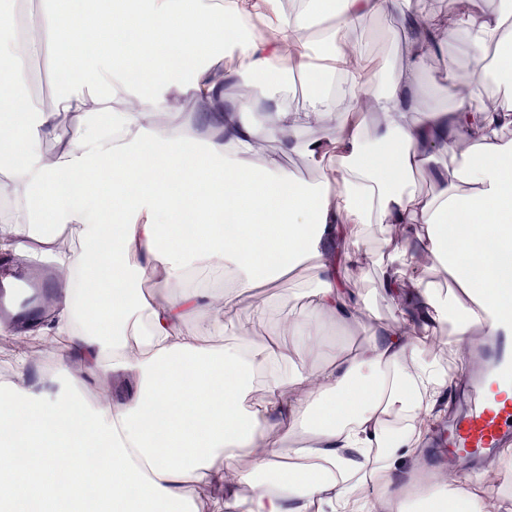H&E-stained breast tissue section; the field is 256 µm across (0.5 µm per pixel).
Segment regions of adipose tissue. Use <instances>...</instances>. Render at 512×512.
<instances>
[{
	"label": "adipose tissue",
	"instance_id": "1",
	"mask_svg": "<svg viewBox=\"0 0 512 512\" xmlns=\"http://www.w3.org/2000/svg\"><path fill=\"white\" fill-rule=\"evenodd\" d=\"M25 2L0 0V250L51 260L68 286L44 326L0 324L1 338L49 340L59 374L54 389L31 386L22 352L15 382L0 386V512H197L196 483L219 492L221 512H485L479 473L461 490L441 471L421 493L394 487L448 389L436 337L460 348L480 298L512 314V0H461L450 29L478 73L449 70L452 108L426 119L414 89L437 27L415 0H309L292 12L283 0H39L38 20L20 26ZM385 12L400 65L350 69L362 53L354 23ZM314 13L328 26L312 29ZM228 56L263 87L303 75V109L248 123L255 98L224 96ZM37 61L59 80L50 109L24 92ZM349 94L366 96V111L340 112ZM183 96L200 105L206 141L155 122ZM322 123L326 140L301 138ZM265 141L326 167L323 180L257 162ZM424 168L439 182L431 196L410 184ZM346 224L358 240L397 232L385 260L362 247L343 256L379 265L390 325L329 260ZM412 251L440 279L413 271ZM303 262L316 284L279 330L292 350L221 343L242 294ZM204 270L226 276L221 294L195 283ZM349 318L366 345L314 373L289 365V352L323 346L326 321ZM78 365L112 372L127 394L84 403ZM236 454L250 466L231 468Z\"/></svg>",
	"mask_w": 512,
	"mask_h": 512
}]
</instances>
